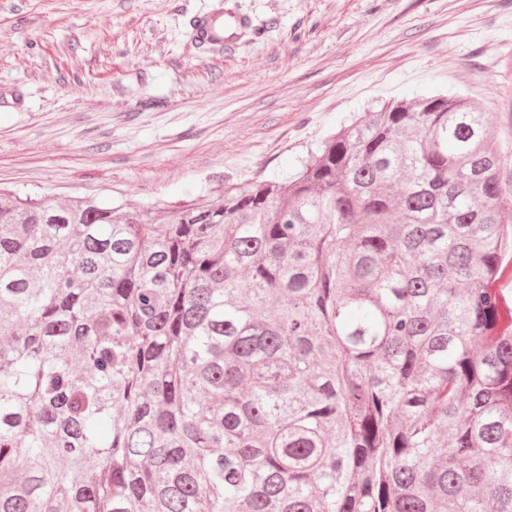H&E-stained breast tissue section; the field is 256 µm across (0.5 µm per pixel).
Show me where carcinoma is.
Returning <instances> with one entry per match:
<instances>
[{"mask_svg": "<svg viewBox=\"0 0 512 512\" xmlns=\"http://www.w3.org/2000/svg\"><path fill=\"white\" fill-rule=\"evenodd\" d=\"M491 138L430 96L207 204L0 196V512H512Z\"/></svg>", "mask_w": 512, "mask_h": 512, "instance_id": "1", "label": "carcinoma"}]
</instances>
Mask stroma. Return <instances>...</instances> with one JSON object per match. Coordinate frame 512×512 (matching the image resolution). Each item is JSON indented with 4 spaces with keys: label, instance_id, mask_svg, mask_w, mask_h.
<instances>
[{
    "label": "stroma",
    "instance_id": "obj_1",
    "mask_svg": "<svg viewBox=\"0 0 512 512\" xmlns=\"http://www.w3.org/2000/svg\"><path fill=\"white\" fill-rule=\"evenodd\" d=\"M219 11L242 27L201 44ZM458 92L512 204V0H0V189L206 202L362 112Z\"/></svg>",
    "mask_w": 512,
    "mask_h": 512
}]
</instances>
